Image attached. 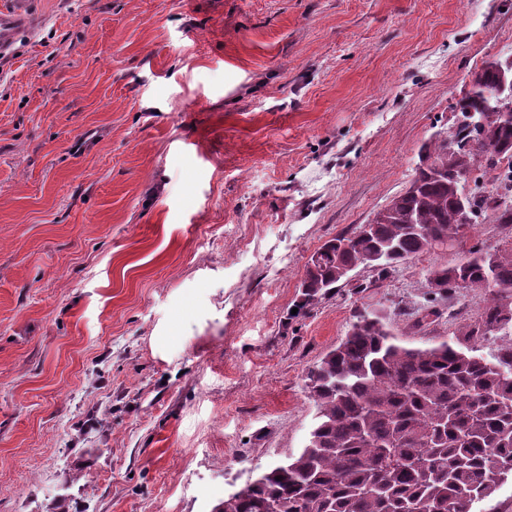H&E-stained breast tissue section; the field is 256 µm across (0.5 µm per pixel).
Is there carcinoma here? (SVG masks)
Returning a JSON list of instances; mask_svg holds the SVG:
<instances>
[{"label":"carcinoma","mask_w":512,"mask_h":512,"mask_svg":"<svg viewBox=\"0 0 512 512\" xmlns=\"http://www.w3.org/2000/svg\"><path fill=\"white\" fill-rule=\"evenodd\" d=\"M499 75L481 78L458 101L453 134L425 145L432 168H418L392 199L387 218L366 237L325 242L307 269L299 310L336 286V273L389 249L381 271L434 249L448 231L469 229L488 209L512 223V208L484 190L459 186L512 158V123L502 118ZM480 149L460 162L459 151ZM347 240L349 247L337 243ZM437 294L464 290L485 298L480 320L426 347H406L379 317L360 314L345 338L306 372L315 424L298 453L224 497L219 512H471L512 477V246L473 248L460 263L431 272ZM492 347L485 348L486 344Z\"/></svg>","instance_id":"carcinoma-1"}]
</instances>
